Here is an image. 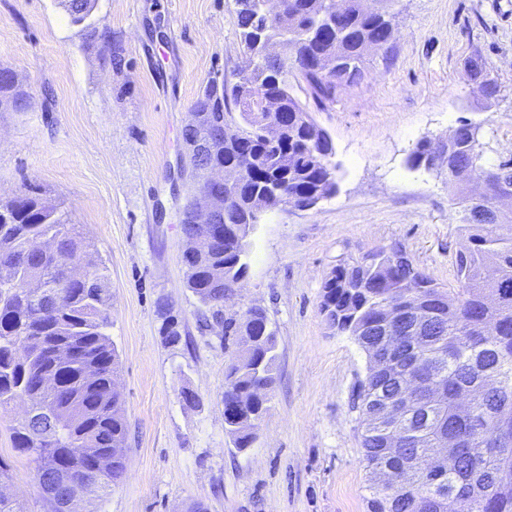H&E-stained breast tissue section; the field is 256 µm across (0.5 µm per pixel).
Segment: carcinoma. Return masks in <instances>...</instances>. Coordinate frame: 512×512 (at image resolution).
<instances>
[{
    "instance_id": "1",
    "label": "carcinoma",
    "mask_w": 512,
    "mask_h": 512,
    "mask_svg": "<svg viewBox=\"0 0 512 512\" xmlns=\"http://www.w3.org/2000/svg\"><path fill=\"white\" fill-rule=\"evenodd\" d=\"M72 22L90 16L94 0H66ZM345 20L336 17V0H287L278 19L267 16L264 0H235L241 43L252 68L241 80L251 99L233 96L238 113L226 107L224 82L213 78L192 105L202 116L200 128L183 131L184 141H204L213 131L230 126L236 137L213 143L216 159L239 160L247 177L230 192L218 223L224 239L202 252L184 256L188 288L218 318L224 305V275L247 273L248 259L237 250L235 230L251 220L255 196L280 194L310 206L335 195L336 167L330 162L333 144L288 82V61L313 98L329 99L336 90L332 77L316 69L326 41L349 61L350 82L363 74L368 46L391 36L389 10L366 14L359 0H345ZM266 41L280 45L276 59H266ZM281 102L282 113L264 112L263 99ZM27 108L25 92L11 70L0 68V101ZM463 123L448 157V188L462 207L468 247L456 255L458 287L447 290L429 274L391 270L384 259L398 247L369 252L372 262L341 263L324 283L321 313L338 333L354 337L364 351L378 339L377 330L392 315L419 306L430 312L417 352L404 347L402 367L417 379L412 391L416 409L398 422L359 419L363 461L369 475L391 469L381 488L369 480L368 512H512V218L486 224L477 218L478 205L458 173L468 167L490 171L482 143ZM413 168L436 166L430 141H418L409 156ZM194 202L185 205L180 221L186 239L199 225L192 223ZM44 236L55 239L52 254L36 248ZM78 262L81 280L64 281L66 266ZM0 413L21 401L24 415L10 426L13 448L33 464L31 478L41 489L48 512H68L73 495L92 494L105 501L112 485L125 476V463L112 455L127 440L122 402L115 389L119 356L107 333L111 294L107 268L90 248L77 225L69 224L56 207L31 192L0 200ZM239 321L224 320V336H239L241 354L225 374L224 394L271 387L276 360V329L260 308L247 310ZM501 376L492 385L487 369ZM55 379L54 387L44 386ZM392 388L384 379L361 381L357 408L371 396L366 384ZM262 398L237 409L224 405V427L236 448L250 447L253 434L238 422ZM448 434L455 445L456 468L442 472L430 457L433 442Z\"/></svg>"
}]
</instances>
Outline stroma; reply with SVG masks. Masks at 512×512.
<instances>
[{
	"instance_id": "1",
	"label": "stroma",
	"mask_w": 512,
	"mask_h": 512,
	"mask_svg": "<svg viewBox=\"0 0 512 512\" xmlns=\"http://www.w3.org/2000/svg\"><path fill=\"white\" fill-rule=\"evenodd\" d=\"M113 64L62 0H0V67L29 96L0 110V198L38 187L90 239L110 278L109 334L129 426L126 475L82 512H367L353 399L369 361L320 311L337 264L402 247L443 287L467 243L446 167L413 169L422 138L479 124L484 158H512V0H397L393 34L365 57L360 81L315 103L298 70L293 92L331 137L336 194L310 209H267L249 238V272L221 321L200 326L186 284L180 212L190 181L182 131L209 79L233 86L248 64L235 0H95ZM481 56L500 93L479 96L466 68ZM251 307L277 329L268 410L250 448L224 429V322ZM180 340L161 332L163 314ZM196 395L185 404L182 389ZM0 414V461L25 512H46L31 464Z\"/></svg>"
}]
</instances>
